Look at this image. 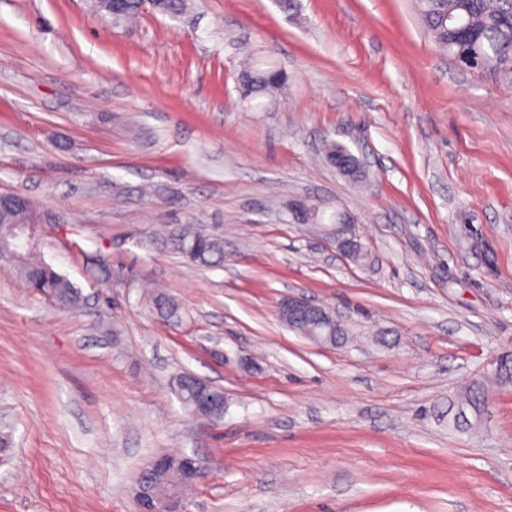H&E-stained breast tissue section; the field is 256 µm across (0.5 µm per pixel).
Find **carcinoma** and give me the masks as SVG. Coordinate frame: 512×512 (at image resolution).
I'll list each match as a JSON object with an SVG mask.
<instances>
[{
	"mask_svg": "<svg viewBox=\"0 0 512 512\" xmlns=\"http://www.w3.org/2000/svg\"><path fill=\"white\" fill-rule=\"evenodd\" d=\"M421 18L430 30L434 42L448 51L456 63L473 71L493 72L512 80V0H418ZM142 0H124L119 22H130L141 15ZM248 82L240 85L241 99L250 103L268 97L281 89L287 74L281 68H263L253 62L244 69ZM37 218L33 204L15 210L0 212L1 224H26ZM175 249L191 262L202 266L224 261L223 240L214 235H203L189 229L172 237ZM40 243L32 239L30 247L18 260L17 272L27 282H33L41 291L62 298L74 306L80 299L76 286L51 265L38 258ZM153 308L161 318L171 321L180 318L177 304L166 296L153 300ZM197 384L193 377L178 382L180 399L189 411L194 410L192 392ZM154 483L167 492L182 486L183 472L178 463L153 476Z\"/></svg>",
	"mask_w": 512,
	"mask_h": 512,
	"instance_id": "carcinoma-1",
	"label": "carcinoma"
}]
</instances>
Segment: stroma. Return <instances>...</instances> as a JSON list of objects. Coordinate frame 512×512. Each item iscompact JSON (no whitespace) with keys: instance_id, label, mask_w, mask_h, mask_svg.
I'll list each match as a JSON object with an SVG mask.
<instances>
[{"instance_id":"stroma-1","label":"stroma","mask_w":512,"mask_h":512,"mask_svg":"<svg viewBox=\"0 0 512 512\" xmlns=\"http://www.w3.org/2000/svg\"><path fill=\"white\" fill-rule=\"evenodd\" d=\"M113 25L91 0H0V193L54 216L79 309L0 261V512H137L161 453L184 512H512V82L459 68L417 0H186ZM283 68L240 100L243 54ZM361 162L354 180L325 142ZM304 199L354 220L360 265ZM224 262L177 252L185 226ZM165 292L179 322L154 315ZM303 295L341 347L278 317ZM223 391L218 418L177 394ZM485 402L448 428L475 379ZM312 314L314 323L327 325L329 331L333 324H336V329L343 324L336 310L316 304L303 296L290 295L281 301L278 308L280 319L287 321L290 328L306 320Z\"/></svg>"}]
</instances>
